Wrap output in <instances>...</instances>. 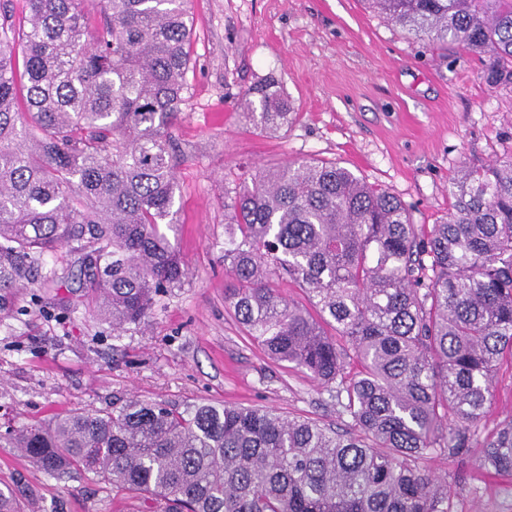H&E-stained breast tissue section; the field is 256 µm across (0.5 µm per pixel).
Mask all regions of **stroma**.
<instances>
[{
    "label": "stroma",
    "mask_w": 512,
    "mask_h": 512,
    "mask_svg": "<svg viewBox=\"0 0 512 512\" xmlns=\"http://www.w3.org/2000/svg\"><path fill=\"white\" fill-rule=\"evenodd\" d=\"M193 69L177 125L176 228L189 268L148 321L113 331L95 310L84 253L62 245L0 309V433L57 413L109 410L129 397L266 406L345 425L310 375L270 360L224 304V192L259 168L332 161L397 196L429 228L453 205L460 167L512 155V90L491 88L479 56L412 38L364 0H190ZM275 77L296 112L270 134L238 114ZM457 494L452 512H512V476L471 458H434ZM0 488L21 512H149L75 470L55 477L0 446Z\"/></svg>",
    "instance_id": "stroma-1"
}]
</instances>
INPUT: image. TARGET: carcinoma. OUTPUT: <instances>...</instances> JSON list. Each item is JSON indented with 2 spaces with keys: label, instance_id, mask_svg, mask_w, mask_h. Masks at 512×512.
I'll return each mask as SVG.
<instances>
[{
  "label": "carcinoma",
  "instance_id": "cac0c4a2",
  "mask_svg": "<svg viewBox=\"0 0 512 512\" xmlns=\"http://www.w3.org/2000/svg\"><path fill=\"white\" fill-rule=\"evenodd\" d=\"M0 0V308L36 258L99 243L96 311L121 329L187 280L172 246L171 129L189 90L188 0ZM432 45L485 61L512 88V0H368ZM270 77L241 119L294 118ZM449 217L423 231L405 205L333 162L262 168L224 193V302L271 359L336 393L340 432L264 407L132 397L8 432L49 475L92 472L162 512H451L455 485L424 468L475 454L512 475V418L474 437L512 359V155L463 166ZM285 275L316 314L285 300ZM360 370L346 373L347 360Z\"/></svg>",
  "mask_w": 512,
  "mask_h": 512
}]
</instances>
